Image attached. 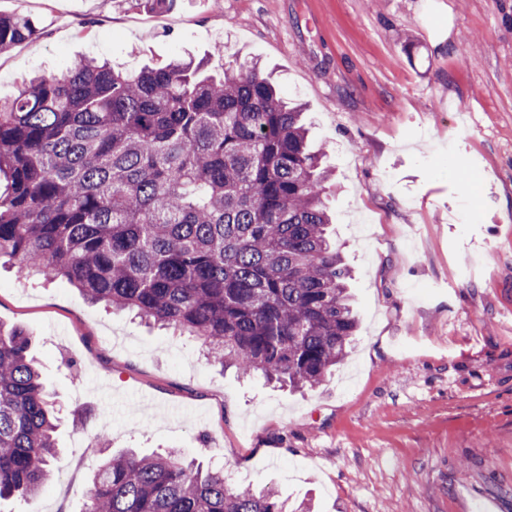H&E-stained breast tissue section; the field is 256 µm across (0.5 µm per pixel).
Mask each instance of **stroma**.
Here are the masks:
<instances>
[{
    "label": "stroma",
    "mask_w": 512,
    "mask_h": 512,
    "mask_svg": "<svg viewBox=\"0 0 512 512\" xmlns=\"http://www.w3.org/2000/svg\"><path fill=\"white\" fill-rule=\"evenodd\" d=\"M43 35L0 98L79 56L117 67L259 60L327 145L325 197L354 270L359 336L289 392L190 336L0 263V324L30 334L58 402L56 477L82 512L95 456L170 448L315 512H512V0H0Z\"/></svg>",
    "instance_id": "1"
}]
</instances>
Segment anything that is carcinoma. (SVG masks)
Returning a JSON list of instances; mask_svg holds the SVG:
<instances>
[{"instance_id": "obj_1", "label": "carcinoma", "mask_w": 512, "mask_h": 512, "mask_svg": "<svg viewBox=\"0 0 512 512\" xmlns=\"http://www.w3.org/2000/svg\"><path fill=\"white\" fill-rule=\"evenodd\" d=\"M40 35L29 17L0 16V54ZM202 68L81 58L0 101V258L20 280L64 278L188 334L213 364L319 386L358 330L324 149L258 63ZM30 345L0 326V500L31 501L55 475L53 406ZM105 441L84 512H309L179 450L106 456Z\"/></svg>"}]
</instances>
